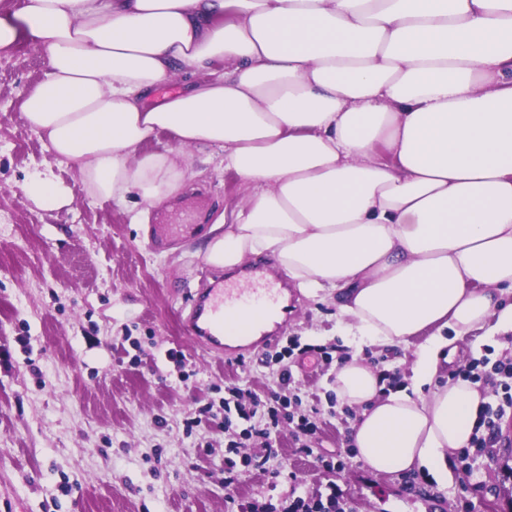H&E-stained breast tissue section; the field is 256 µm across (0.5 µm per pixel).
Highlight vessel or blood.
I'll return each mask as SVG.
<instances>
[{
	"instance_id": "1",
	"label": "vessel or blood",
	"mask_w": 512,
	"mask_h": 512,
	"mask_svg": "<svg viewBox=\"0 0 512 512\" xmlns=\"http://www.w3.org/2000/svg\"><path fill=\"white\" fill-rule=\"evenodd\" d=\"M282 307V292L265 274L264 264H255L247 286L215 285L196 289L190 299L186 329L190 338L211 352L224 354V322L234 320L233 345L251 348L270 344L267 318Z\"/></svg>"
}]
</instances>
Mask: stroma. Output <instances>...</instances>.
Wrapping results in <instances>:
<instances>
[{"mask_svg":"<svg viewBox=\"0 0 512 512\" xmlns=\"http://www.w3.org/2000/svg\"><path fill=\"white\" fill-rule=\"evenodd\" d=\"M48 69L31 43L0 50V512H230L231 497L271 501L291 485L329 495L339 488L354 512H507L512 507V446L462 470L441 487L422 475L371 470L352 450L354 425L332 401L335 369L320 370L317 351L359 357L388 387L408 383L423 339L354 349L331 296L291 289L294 312L270 352L289 339L314 346L291 365V389L318 409L321 429L301 452L281 424L272 451L251 466L234 490L224 486L225 435L185 419L220 404L229 385L270 397L271 369H240L201 350L184 320L189 290L215 269L202 249L210 227L245 202L247 184L231 170L202 166L200 150L180 156L186 186L146 207L135 224L125 208L89 197L77 172L61 163L25 121L21 103ZM36 171L69 188L72 202L48 209L24 191ZM174 358H167V351ZM512 353V333L473 334L457 342L448 366ZM341 461L318 467L317 458Z\"/></svg>","mask_w":512,"mask_h":512,"instance_id":"stroma-1","label":"stroma"}]
</instances>
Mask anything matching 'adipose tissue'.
<instances>
[{"label": "adipose tissue", "mask_w": 512, "mask_h": 512, "mask_svg": "<svg viewBox=\"0 0 512 512\" xmlns=\"http://www.w3.org/2000/svg\"><path fill=\"white\" fill-rule=\"evenodd\" d=\"M21 41L48 58L23 116L90 197H173L184 169L143 149L157 131L212 147L251 193L208 263L272 254L358 346L425 334L410 387L354 357L336 390L364 408L369 468L447 485L483 398L436 378L459 338L512 332V0H24L0 11V49ZM177 73L187 90L146 104Z\"/></svg>", "instance_id": "adipose-tissue-1"}]
</instances>
